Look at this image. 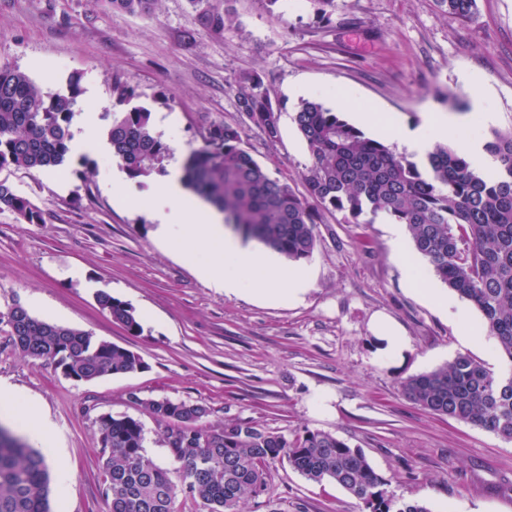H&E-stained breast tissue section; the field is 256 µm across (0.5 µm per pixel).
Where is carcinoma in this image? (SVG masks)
I'll use <instances>...</instances> for the list:
<instances>
[{
    "mask_svg": "<svg viewBox=\"0 0 512 512\" xmlns=\"http://www.w3.org/2000/svg\"><path fill=\"white\" fill-rule=\"evenodd\" d=\"M130 15L154 13L160 0H98ZM229 0H189L197 18L224 32ZM466 21L477 0H440ZM238 106L269 141L279 137L268 117L280 111L263 79L245 73L236 84ZM112 155L133 178L165 171L170 148L154 134L151 112L127 108L134 95L127 82L112 85ZM78 80L66 94H44L25 73L0 68V171L39 173L62 165L69 153L72 106ZM310 165L305 192L271 175L251 154L239 126L213 123L190 150L184 178L204 201L224 213V222L246 241H256L292 263L312 257L315 224L323 211L339 212L348 224H370L382 213L407 226L415 251L449 289L481 313L486 330L511 363L497 375L466 353L437 370L400 381L403 395L438 416L471 423L512 442V128L495 130L486 143L495 174L474 167L446 144L423 160L368 137L318 98L304 99L293 116ZM0 209L28 223L43 222L30 201L0 179ZM96 301L129 334L141 333L135 310L107 292ZM13 346L25 357L62 369L77 382L146 368L141 357L91 333L39 319L17 303L0 312ZM164 427L172 466L155 463L145 451L143 423L131 416L99 418L100 459L107 512H175L178 496L200 512H240L248 497L269 491L268 467L287 461L312 482L330 479L362 501L369 512H429L418 502L397 505L388 480L363 451L335 435L308 430L290 439L248 424L199 426L208 415L200 403L167 398L140 401ZM50 465L0 428V512H50Z\"/></svg>",
    "mask_w": 512,
    "mask_h": 512,
    "instance_id": "1",
    "label": "carcinoma"
}]
</instances>
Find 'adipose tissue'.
<instances>
[{
  "label": "adipose tissue",
  "instance_id": "ef3b65f1",
  "mask_svg": "<svg viewBox=\"0 0 512 512\" xmlns=\"http://www.w3.org/2000/svg\"><path fill=\"white\" fill-rule=\"evenodd\" d=\"M457 117L444 112L423 114L416 127L402 126L395 117L378 121V136L399 139L408 152L425 156L431 146L446 140L457 127ZM181 157H174L160 180L139 187L118 171L103 176L102 188L121 204H144L156 226V238L183 260L196 266L209 287L227 294L248 292L275 301L296 300L308 285L305 273L279 265L268 253L243 247L227 235L219 212L192 194L182 179ZM392 256L405 270L418 291L448 306L446 296L437 294L423 279L419 265L403 246L404 227H389ZM0 418L40 445L48 457H55L57 441L51 420L29 397L9 388L0 389Z\"/></svg>",
  "mask_w": 512,
  "mask_h": 512
}]
</instances>
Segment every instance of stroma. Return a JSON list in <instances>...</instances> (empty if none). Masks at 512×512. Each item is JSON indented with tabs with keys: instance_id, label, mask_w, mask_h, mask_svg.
<instances>
[{
	"instance_id": "obj_1",
	"label": "stroma",
	"mask_w": 512,
	"mask_h": 512,
	"mask_svg": "<svg viewBox=\"0 0 512 512\" xmlns=\"http://www.w3.org/2000/svg\"><path fill=\"white\" fill-rule=\"evenodd\" d=\"M469 21L438 0H336L331 18L288 0H234L217 35L188 0H162L153 17L103 10L98 0H0V67L27 73L47 93L71 79L95 89L100 131L112 123V83L134 87L132 106L171 116L163 139L200 145L210 123L244 126L253 156L302 189L310 164L293 122L302 99L337 97L364 112L420 124L431 109H471L468 74H478L494 124L512 127V0H477ZM259 74L281 104L279 138L268 141L237 108L235 82ZM112 155L67 159L59 172L4 171L43 216L30 224L0 210V312L21 304L31 315L75 326L125 347L145 370L76 382L14 349L0 324V381L36 400L55 424L66 495L52 512H105L100 416L128 415L146 431V452L169 465L163 429L140 400L205 404L211 424L246 423L292 438L322 430L361 449L400 504L430 512H512V442L469 423L433 415L401 393V379L468 352L489 370L508 366L492 345L462 347L460 326L419 295L391 257L388 216L344 223L327 213L301 264L309 287L281 304L209 288L193 265L155 238L148 212L120 206L100 184ZM106 291L133 306L143 330L129 335L101 310ZM403 329V358L375 361L372 320ZM269 493L241 512H367L336 483L306 480L287 463L271 466Z\"/></svg>"
}]
</instances>
